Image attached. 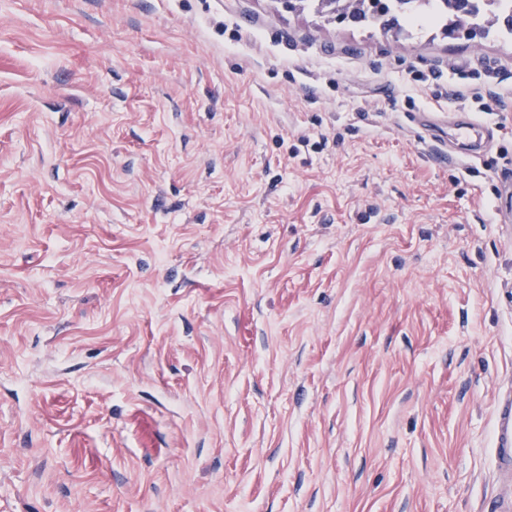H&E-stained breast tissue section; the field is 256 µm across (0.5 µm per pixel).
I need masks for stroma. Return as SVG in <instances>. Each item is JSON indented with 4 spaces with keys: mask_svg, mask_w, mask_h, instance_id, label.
Listing matches in <instances>:
<instances>
[{
    "mask_svg": "<svg viewBox=\"0 0 512 512\" xmlns=\"http://www.w3.org/2000/svg\"><path fill=\"white\" fill-rule=\"evenodd\" d=\"M463 171L409 113L476 111ZM512 39L279 0H0V512H493ZM447 123L448 127L455 132L457 141H466L475 137L470 152L463 154L468 157L487 152L499 137V127L480 119L476 112H448ZM493 220L504 224L512 234V170L501 172L494 194Z\"/></svg>",
    "mask_w": 512,
    "mask_h": 512,
    "instance_id": "1",
    "label": "stroma"
}]
</instances>
